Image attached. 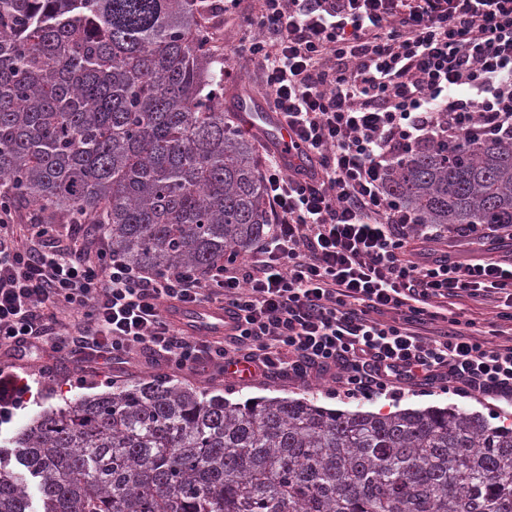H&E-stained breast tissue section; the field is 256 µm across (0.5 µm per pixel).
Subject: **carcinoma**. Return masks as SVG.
Masks as SVG:
<instances>
[{
	"label": "carcinoma",
	"instance_id": "1",
	"mask_svg": "<svg viewBox=\"0 0 512 512\" xmlns=\"http://www.w3.org/2000/svg\"><path fill=\"white\" fill-rule=\"evenodd\" d=\"M206 6L0 0V184L14 206L102 224L156 271L211 268L265 234ZM387 185L428 224H512V143L418 149ZM13 445L0 512H512V427L452 407L234 403L156 377L44 414Z\"/></svg>",
	"mask_w": 512,
	"mask_h": 512
}]
</instances>
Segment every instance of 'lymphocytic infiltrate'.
<instances>
[{
    "mask_svg": "<svg viewBox=\"0 0 512 512\" xmlns=\"http://www.w3.org/2000/svg\"><path fill=\"white\" fill-rule=\"evenodd\" d=\"M253 23L244 51L305 158L264 153L266 235L206 271L151 273L0 191L8 358L47 349L97 370L145 351L179 372L329 381L348 399L436 385L512 400V345L448 312L499 294L512 322V257L447 250L512 240V225L428 224L386 187L421 145L512 141V0H261ZM167 302L223 305V340L177 329Z\"/></svg>",
    "mask_w": 512,
    "mask_h": 512,
    "instance_id": "lymphocytic-infiltrate-1",
    "label": "lymphocytic infiltrate"
}]
</instances>
